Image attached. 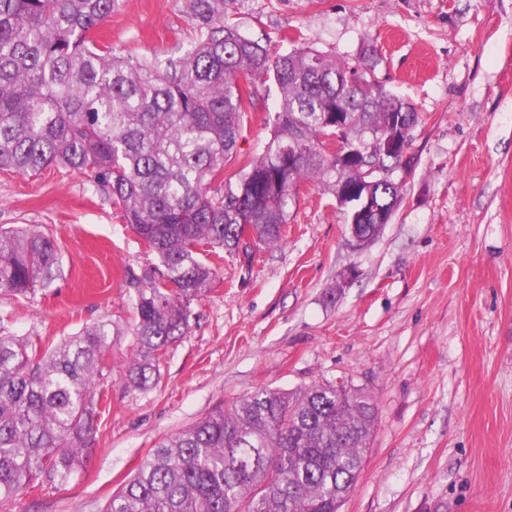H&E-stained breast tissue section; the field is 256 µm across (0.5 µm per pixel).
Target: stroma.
Here are the masks:
<instances>
[{"mask_svg":"<svg viewBox=\"0 0 512 512\" xmlns=\"http://www.w3.org/2000/svg\"><path fill=\"white\" fill-rule=\"evenodd\" d=\"M255 39L370 67L420 114L403 199L361 250L321 189H301L284 241L228 255L155 384L131 390L134 290L155 257L87 176L0 172V226L53 236L62 274L0 320L53 345L111 322L106 398L84 467L0 512H104L149 451L259 388L365 389L377 422L340 512H512V0H229ZM186 0H119L98 28L117 51L164 58L188 42ZM277 95L244 117L233 173L261 155Z\"/></svg>","mask_w":512,"mask_h":512,"instance_id":"stroma-1","label":"stroma"}]
</instances>
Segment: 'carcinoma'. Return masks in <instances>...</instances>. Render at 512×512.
<instances>
[{"instance_id": "1", "label": "carcinoma", "mask_w": 512, "mask_h": 512, "mask_svg": "<svg viewBox=\"0 0 512 512\" xmlns=\"http://www.w3.org/2000/svg\"><path fill=\"white\" fill-rule=\"evenodd\" d=\"M119 0H0V170L37 175L50 166L86 174L158 259L132 276L135 347L127 368L142 391L184 336L191 305L207 296L210 256L282 243L288 209L306 183L332 195L364 181L360 160L336 158L326 138L336 113L353 132L379 138L415 107L359 65L310 47L287 52L243 34L226 0H187L191 48L152 60L117 53L97 28ZM278 90L262 155L224 176L244 132L256 81ZM398 152L363 158L386 167ZM402 189L378 184L383 222ZM52 236L0 228V295L26 297L59 266ZM112 350L105 322L53 348L0 323V503L68 480L94 449ZM376 425L361 388L312 384L257 389L160 442L112 495L105 512H339L354 488Z\"/></svg>"}]
</instances>
